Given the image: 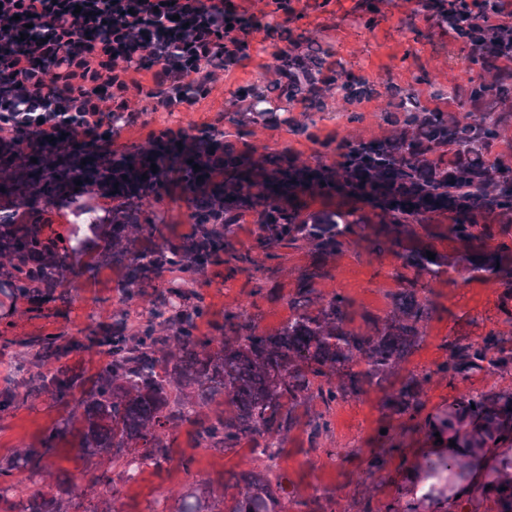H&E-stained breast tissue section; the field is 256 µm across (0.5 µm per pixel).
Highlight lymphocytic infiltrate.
I'll return each instance as SVG.
<instances>
[{
	"label": "lymphocytic infiltrate",
	"mask_w": 512,
	"mask_h": 512,
	"mask_svg": "<svg viewBox=\"0 0 512 512\" xmlns=\"http://www.w3.org/2000/svg\"><path fill=\"white\" fill-rule=\"evenodd\" d=\"M227 0H0V149L15 157L99 142L113 113L136 124L128 91L155 112L200 105L225 59Z\"/></svg>",
	"instance_id": "f902f5d3"
}]
</instances>
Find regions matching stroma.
Here are the masks:
<instances>
[{"mask_svg": "<svg viewBox=\"0 0 512 512\" xmlns=\"http://www.w3.org/2000/svg\"><path fill=\"white\" fill-rule=\"evenodd\" d=\"M232 3L240 14L257 21L248 36L249 59L229 67L207 101L194 108L146 112L140 98L132 97V108L140 110L142 116L137 124L113 137L114 153H133L148 146L153 132L160 129L179 128L188 134L196 125L212 122L219 130L228 131L238 149L258 155L286 150L303 158L312 157L315 145L291 127H231L222 120L230 91L273 80L272 40L267 29L271 22L286 24L293 42L331 43L336 60L355 77L377 86L388 83L417 89L422 102L430 105L441 102L451 88L465 87L474 76L459 43L436 24L432 14L417 13L416 0H308L304 12L289 20L278 11L276 0ZM371 5L377 13L368 26L363 19ZM325 103L319 122L323 133L340 139L355 131L368 138L385 129V99L364 100L358 107L363 119L356 124L347 122L342 104L335 97H326ZM309 259L306 251H289L288 271L277 281L283 299L276 303L253 299L247 276L228 279L220 268L213 270L209 283H198L195 289L204 294L211 320H223L228 309L250 308L258 316L260 329L271 330L287 320L285 296L294 288L296 270ZM334 264L335 277L323 284L324 292L341 291L358 306L379 314L387 311L389 295L399 285L395 273L400 262L394 251L370 253L354 246L337 256ZM122 276L120 269L101 268L97 275L83 277L67 289L65 299L45 304L38 311L31 309L28 301L13 302L0 295V340L62 330L74 332L95 322L111 323L118 309L113 286ZM429 288L441 314L429 323L423 341L406 364L407 369L416 372L435 369L445 360L444 344L448 339L459 335L479 338L497 327L499 320L501 287L494 281L443 277L432 281ZM381 397V392L372 390L333 405L328 413L330 432L321 437L319 450L306 456L282 453L278 472L287 476L289 485L298 486L304 497H329L335 502L336 512H359L358 492L368 481L365 460L376 448L377 432L386 423ZM57 417V411L43 401L0 416V454L33 443ZM250 457L245 445L224 453H206L198 457L190 475L173 465H163L159 470L146 466L137 480L120 482L119 497L130 512H153L160 494L185 490L195 481L232 478L250 469Z\"/></svg>", "mask_w": 512, "mask_h": 512, "instance_id": "obj_1", "label": "stroma"}]
</instances>
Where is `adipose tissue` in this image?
I'll return each instance as SVG.
<instances>
[{
    "instance_id": "adipose-tissue-1",
    "label": "adipose tissue",
    "mask_w": 512,
    "mask_h": 512,
    "mask_svg": "<svg viewBox=\"0 0 512 512\" xmlns=\"http://www.w3.org/2000/svg\"><path fill=\"white\" fill-rule=\"evenodd\" d=\"M499 454V449L495 447L482 449L479 461L465 478L456 483L452 494L448 498L431 502V512H457L462 505L469 508L480 505L490 507L500 501L505 487L512 485V479L505 477L491 484L484 477L485 470Z\"/></svg>"
}]
</instances>
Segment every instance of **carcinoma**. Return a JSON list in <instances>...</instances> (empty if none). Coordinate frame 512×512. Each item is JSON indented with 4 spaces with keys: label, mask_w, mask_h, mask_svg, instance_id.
Returning a JSON list of instances; mask_svg holds the SVG:
<instances>
[{
    "label": "carcinoma",
    "mask_w": 512,
    "mask_h": 512,
    "mask_svg": "<svg viewBox=\"0 0 512 512\" xmlns=\"http://www.w3.org/2000/svg\"><path fill=\"white\" fill-rule=\"evenodd\" d=\"M423 2L455 33L478 73L448 95V103L469 110L431 108L410 90L387 89V133L337 141L334 164L319 154L301 161L284 151L257 158L230 144L216 149V131L203 142L190 135L182 145L160 133L141 151L97 160L92 170L82 164L89 154L83 149L46 148L33 153L35 163L0 153V186L21 199L60 202L79 215L84 209L70 193L75 181L116 187L111 229L100 232L95 222L82 238L57 241L36 221L9 224L0 215V294L28 299L39 309L55 300L57 289L109 266L124 270L114 286L119 304L150 296L132 330L121 309L112 323L75 334L4 341L6 348H23L17 366L28 376L0 389V414L44 398L59 418L35 444L0 455V512H114V468L121 467L122 476L132 464L174 462L188 474L199 450L224 452L244 443L261 466L237 474L238 491L227 499L224 483L208 481L200 498L181 494L176 512H288L290 503L297 512H324L309 498L284 496L266 461L281 454L301 425L311 445L328 433L324 414L306 418L300 409L318 400L328 410L371 389L383 392L386 418L412 422L429 436L438 432L458 448H481L512 429V388L471 389L432 412L424 400L434 374L450 385L477 373L512 377V336L491 329L478 340L454 338L434 371L400 375L437 313L423 296L426 277L453 271L466 280L495 279L502 286L500 319L512 326V155L497 153L512 130V72L499 67L512 58V27L475 24L477 14L497 9L498 0ZM331 53V46L319 43L305 53L282 54L275 80L231 96L228 122L290 124L281 102L310 92L320 111L333 89L349 103L380 95L346 70L325 75L324 57ZM294 128L319 142L314 120ZM165 194L184 204L192 235H178L152 209ZM308 194L342 203L313 208ZM247 220L254 230L243 244L237 228ZM443 237L466 250H438L434 241ZM361 244L376 252L401 250L402 267L410 271L399 275L401 288L390 294L384 316L359 312L349 296L319 288L334 277L331 259ZM302 248L311 261L297 270L294 292L285 298L276 282L286 250ZM85 250L87 260H72ZM213 267L228 277L246 275L255 283L253 293L267 300L286 299L288 320L266 332L247 310L228 309L223 322L201 332L208 306L187 285ZM82 353L102 363L84 368L74 361ZM65 448L95 465L89 490L80 489L73 475L52 470L50 459ZM393 452L381 448L367 459L369 474L382 483L390 479ZM472 465L445 452L423 458L419 480H435L427 497H445ZM24 482L34 489L21 496L17 487ZM374 497L375 489L365 488L359 512H399L395 501L383 510L374 506Z\"/></svg>",
    "instance_id": "cac0c4a2"
}]
</instances>
